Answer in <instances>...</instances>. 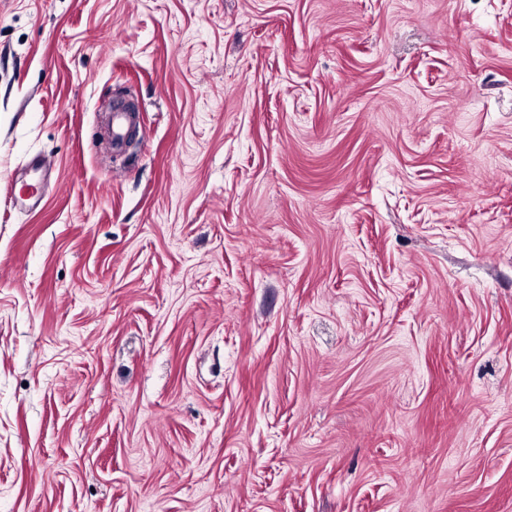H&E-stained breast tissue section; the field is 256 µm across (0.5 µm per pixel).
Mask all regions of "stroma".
<instances>
[{
  "instance_id": "1",
  "label": "stroma",
  "mask_w": 512,
  "mask_h": 512,
  "mask_svg": "<svg viewBox=\"0 0 512 512\" xmlns=\"http://www.w3.org/2000/svg\"><path fill=\"white\" fill-rule=\"evenodd\" d=\"M0 512H512V0H0Z\"/></svg>"
}]
</instances>
